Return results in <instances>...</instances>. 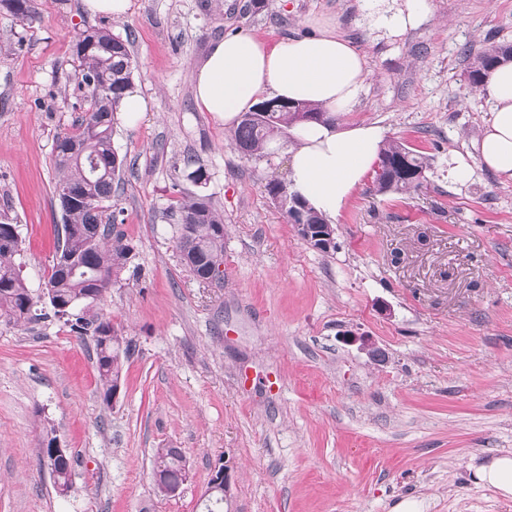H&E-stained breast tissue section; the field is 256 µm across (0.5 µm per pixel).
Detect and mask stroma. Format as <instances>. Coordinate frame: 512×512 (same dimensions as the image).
I'll return each instance as SVG.
<instances>
[{
    "mask_svg": "<svg viewBox=\"0 0 512 512\" xmlns=\"http://www.w3.org/2000/svg\"><path fill=\"white\" fill-rule=\"evenodd\" d=\"M432 19L376 35L354 0H131L119 19L82 0H31L25 23L0 8V211L35 300L56 259L58 136L88 112L74 40L130 37L142 120L116 113L123 159L108 211L132 248L96 305L132 343L119 396L100 395L92 340L50 307L0 318V512H205L217 462L224 512H512L478 466L512 457V181L475 152L490 105L466 77L488 43L512 45V0H429ZM315 18L371 64L352 117L431 159L416 191L374 190L367 175L313 249L269 196L290 141L249 157L194 102L193 66L241 31L275 42ZM207 173L187 177L186 159ZM186 195L224 217V277L182 265L171 214ZM68 451L71 487L39 466L47 434ZM180 449L186 479L159 494L152 457ZM222 490L224 493V497L222 495L214 496L212 501V506H208L207 512H223L221 510L224 505V501H227L230 496V480L228 473L224 467H217L214 469L212 474V482L209 484L208 489L205 492V496L208 498L216 491Z\"/></svg>",
    "mask_w": 512,
    "mask_h": 512,
    "instance_id": "35a3bbf8",
    "label": "stroma"
}]
</instances>
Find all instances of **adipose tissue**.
Segmentation results:
<instances>
[{
	"mask_svg": "<svg viewBox=\"0 0 512 512\" xmlns=\"http://www.w3.org/2000/svg\"><path fill=\"white\" fill-rule=\"evenodd\" d=\"M357 9L370 28L390 38L431 16L428 0H357ZM370 73L366 56L327 21L318 23L316 33L273 44L228 33L212 42L194 67L195 103L228 130L265 94L327 112L325 122L292 129L289 155L292 189L330 219L347 205L380 152L378 127L335 120L355 110ZM480 91L490 104V117L477 145L478 161L510 181L512 62L489 70Z\"/></svg>",
	"mask_w": 512,
	"mask_h": 512,
	"instance_id": "obj_1",
	"label": "adipose tissue"
}]
</instances>
